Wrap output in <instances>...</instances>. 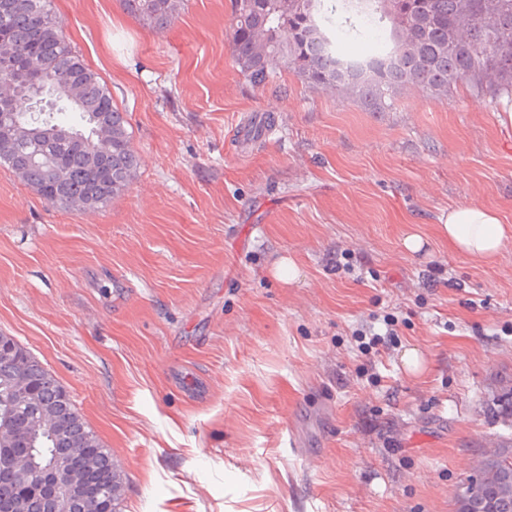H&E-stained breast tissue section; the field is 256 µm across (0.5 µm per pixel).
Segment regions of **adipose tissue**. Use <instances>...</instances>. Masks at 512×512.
Returning <instances> with one entry per match:
<instances>
[{
    "label": "adipose tissue",
    "instance_id": "ef3b65f1",
    "mask_svg": "<svg viewBox=\"0 0 512 512\" xmlns=\"http://www.w3.org/2000/svg\"><path fill=\"white\" fill-rule=\"evenodd\" d=\"M437 233L457 251L477 259L495 257L506 238V229L495 211L481 205L450 210L441 216Z\"/></svg>",
    "mask_w": 512,
    "mask_h": 512
}]
</instances>
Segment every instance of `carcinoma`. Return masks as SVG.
<instances>
[{"mask_svg": "<svg viewBox=\"0 0 512 512\" xmlns=\"http://www.w3.org/2000/svg\"><path fill=\"white\" fill-rule=\"evenodd\" d=\"M482 0H232L231 51L241 75L266 86L285 69L307 88L329 91L368 112H391L410 90L437 101L464 84L479 95L512 98V0L482 16ZM156 29L178 18L185 0H124ZM338 12L351 29L363 17L390 25L387 48L349 57L324 24ZM468 33L448 40L463 12ZM0 81L37 78L47 105L25 95L12 103L14 123L0 126V164L43 200L64 209L99 211L136 175L126 113L63 35L53 0H0ZM81 73V97L68 77ZM0 512H123V475L112 453L75 407L66 388L23 345L0 356ZM60 458L76 490L69 509L54 502ZM512 512V441L485 457L456 497V512Z\"/></svg>", "mask_w": 512, "mask_h": 512, "instance_id": "carcinoma-1", "label": "carcinoma"}]
</instances>
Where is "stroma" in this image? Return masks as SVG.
I'll use <instances>...</instances> for the list:
<instances>
[{
	"instance_id": "obj_1",
	"label": "stroma",
	"mask_w": 512,
	"mask_h": 512,
	"mask_svg": "<svg viewBox=\"0 0 512 512\" xmlns=\"http://www.w3.org/2000/svg\"><path fill=\"white\" fill-rule=\"evenodd\" d=\"M54 6L140 169L90 221L0 167V334L118 461L124 512H453L512 439L491 412L512 236L487 262L435 226L479 204L512 228V99L460 85L365 112L287 73L252 86L230 0L161 30L123 0Z\"/></svg>"
}]
</instances>
